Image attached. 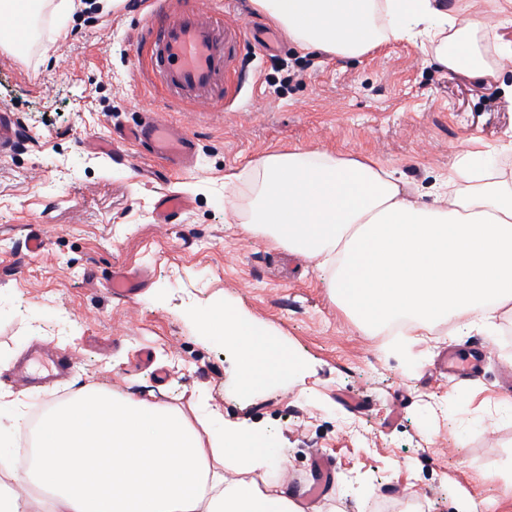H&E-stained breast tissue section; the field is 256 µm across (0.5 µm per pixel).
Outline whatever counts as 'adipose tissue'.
I'll use <instances>...</instances> for the list:
<instances>
[{
	"mask_svg": "<svg viewBox=\"0 0 512 512\" xmlns=\"http://www.w3.org/2000/svg\"><path fill=\"white\" fill-rule=\"evenodd\" d=\"M304 50L360 58L389 40L419 39L437 68L498 78L464 21L442 0H252ZM460 154L427 203L372 157L288 150L265 157L237 206L241 224L321 259L337 304L364 328L424 330L455 319L491 328L512 311V175ZM245 388L287 375L296 360L267 329L225 310L218 327ZM26 467L0 454V512H303L267 478L277 451L244 421L80 387L29 426Z\"/></svg>",
	"mask_w": 512,
	"mask_h": 512,
	"instance_id": "ef3b65f1",
	"label": "adipose tissue"
}]
</instances>
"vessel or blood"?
I'll return each instance as SVG.
<instances>
[{"mask_svg": "<svg viewBox=\"0 0 512 512\" xmlns=\"http://www.w3.org/2000/svg\"><path fill=\"white\" fill-rule=\"evenodd\" d=\"M156 26L150 32L155 70L163 85L198 103H208L224 80L232 58L236 35L224 31L212 18L201 0L190 7L171 11L169 0H150ZM5 39L19 56L33 51V36L27 18L12 20L5 29ZM127 137L134 143L146 144L149 154L171 166L187 169L197 162L191 138L176 132L160 119H151L146 125L131 129ZM33 367L21 368L16 377L26 386L46 387L64 378L71 363L64 357H53L36 352ZM446 372L465 376L475 367L472 355L448 352L442 359Z\"/></svg>", "mask_w": 512, "mask_h": 512, "instance_id": "b4317fda", "label": "vessel or blood"}]
</instances>
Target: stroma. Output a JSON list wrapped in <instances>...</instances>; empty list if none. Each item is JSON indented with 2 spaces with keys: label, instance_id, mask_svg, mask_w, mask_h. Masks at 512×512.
<instances>
[{
  "label": "stroma",
  "instance_id": "stroma-1",
  "mask_svg": "<svg viewBox=\"0 0 512 512\" xmlns=\"http://www.w3.org/2000/svg\"><path fill=\"white\" fill-rule=\"evenodd\" d=\"M59 0L35 12L38 52L0 47V111L17 141L0 154V355L19 363L41 343L76 367L47 396L18 388L0 369V393L27 419L81 386H105L191 411L212 410L265 434L283 459L270 472L295 492L315 455L334 463L308 512H371L412 500L422 512H458L463 499H500L512 472V312L495 329L457 332L447 321L405 343L362 329L333 300L319 260L246 231L230 209L250 191L247 173L288 150L373 156L424 196L456 154L488 151L512 170V24L495 0H447L482 18L499 81L437 69L419 47L392 41L357 59L302 51L252 0H202L226 29L258 20L268 49L237 44L212 107L174 100L152 72L142 31L154 19L134 0H98L68 13ZM188 133L197 166L173 170L123 138L145 113ZM112 147L111 159L97 149ZM189 198L170 224L157 206ZM44 247L28 249L31 236ZM143 274L130 298L109 292L116 270ZM236 310L280 338L302 362L266 388L243 389L235 353L206 330L207 316ZM486 350L466 380L440 373L448 349ZM152 361H137L139 351Z\"/></svg>",
  "mask_w": 512,
  "mask_h": 512
}]
</instances>
